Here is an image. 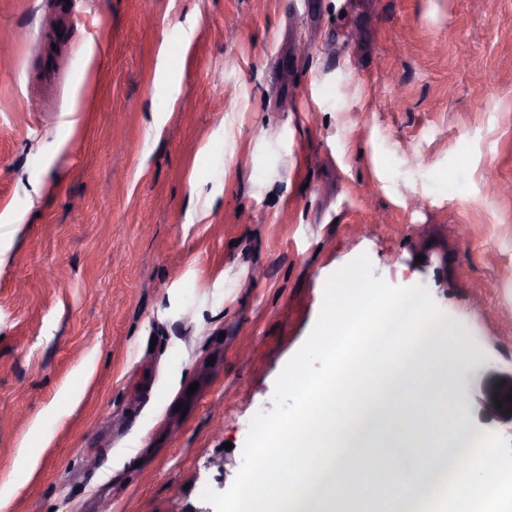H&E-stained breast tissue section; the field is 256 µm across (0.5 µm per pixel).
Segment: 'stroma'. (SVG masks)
I'll return each mask as SVG.
<instances>
[{
	"label": "stroma",
	"instance_id": "35a3bbf8",
	"mask_svg": "<svg viewBox=\"0 0 512 512\" xmlns=\"http://www.w3.org/2000/svg\"><path fill=\"white\" fill-rule=\"evenodd\" d=\"M0 512H215L328 277L512 369V0H0Z\"/></svg>",
	"mask_w": 512,
	"mask_h": 512
}]
</instances>
